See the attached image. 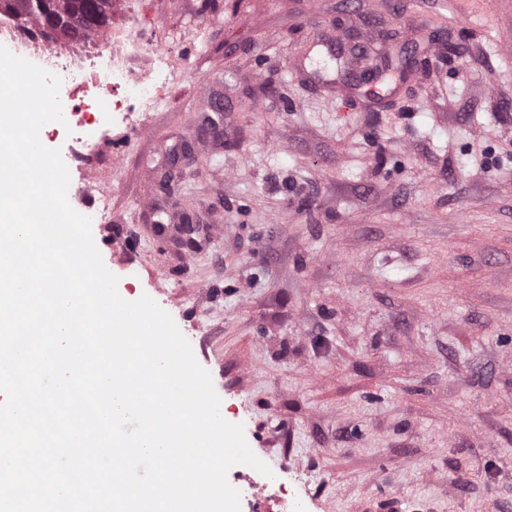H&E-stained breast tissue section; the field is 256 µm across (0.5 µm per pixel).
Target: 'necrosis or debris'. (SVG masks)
<instances>
[{
	"label": "necrosis or debris",
	"mask_w": 512,
	"mask_h": 512,
	"mask_svg": "<svg viewBox=\"0 0 512 512\" xmlns=\"http://www.w3.org/2000/svg\"><path fill=\"white\" fill-rule=\"evenodd\" d=\"M152 19L136 14L122 34L102 35L88 48L61 58L53 45L19 38L13 19L0 21V45L61 78L60 101L72 132L67 156L90 146L107 127L134 126V115L154 109L165 83L163 65L173 49L148 41Z\"/></svg>",
	"instance_id": "4bbe7bcc"
}]
</instances>
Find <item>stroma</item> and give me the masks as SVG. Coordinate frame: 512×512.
<instances>
[{
    "label": "stroma",
    "instance_id": "1",
    "mask_svg": "<svg viewBox=\"0 0 512 512\" xmlns=\"http://www.w3.org/2000/svg\"><path fill=\"white\" fill-rule=\"evenodd\" d=\"M347 29L390 57L378 87L360 51L317 68L313 41ZM150 38L175 49L162 107L67 160L68 200L271 467L233 466L240 491L512 512V0H165ZM87 168L109 222L79 199ZM173 206L196 251L155 236Z\"/></svg>",
    "mask_w": 512,
    "mask_h": 512
}]
</instances>
